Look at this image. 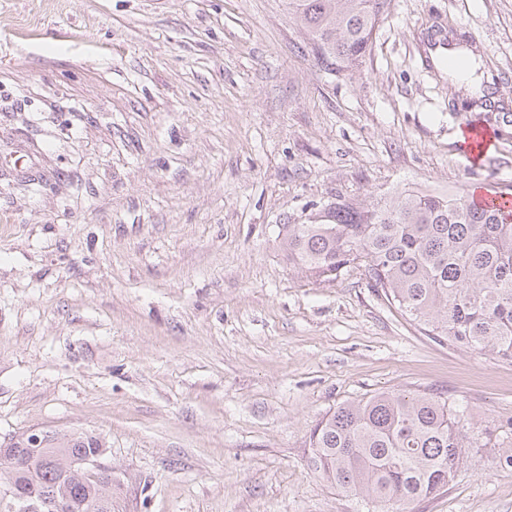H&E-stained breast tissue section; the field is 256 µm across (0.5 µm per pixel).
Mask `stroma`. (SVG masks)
<instances>
[{
	"label": "stroma",
	"mask_w": 512,
	"mask_h": 512,
	"mask_svg": "<svg viewBox=\"0 0 512 512\" xmlns=\"http://www.w3.org/2000/svg\"><path fill=\"white\" fill-rule=\"evenodd\" d=\"M436 23L512 73V0H391L336 74L287 0H0V443L100 435L112 512H383L306 440L345 402L432 390L472 446L405 512H512V360L424 336L363 270L307 278L277 239L340 197L512 192V83L494 113L424 69ZM486 129L473 121H468L466 123V129L464 130V138L465 140L461 142L462 151L465 156L475 161L477 154L479 153L478 146L485 141ZM476 150V153L474 151Z\"/></svg>",
	"instance_id": "1"
}]
</instances>
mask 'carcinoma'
<instances>
[{"mask_svg":"<svg viewBox=\"0 0 512 512\" xmlns=\"http://www.w3.org/2000/svg\"><path fill=\"white\" fill-rule=\"evenodd\" d=\"M391 0H288L328 74L362 62ZM289 263L320 280L360 261L370 287L423 332L512 360V210L465 195L401 190L389 198L342 200L309 224H285ZM468 447L462 414L441 393L381 392L328 413L308 437V463L337 489L401 507L448 486ZM89 448L50 443L21 468L0 465L29 494L57 491L88 512L100 488L63 465Z\"/></svg>","mask_w":512,"mask_h":512,"instance_id":"cac0c4a2","label":"carcinoma"}]
</instances>
